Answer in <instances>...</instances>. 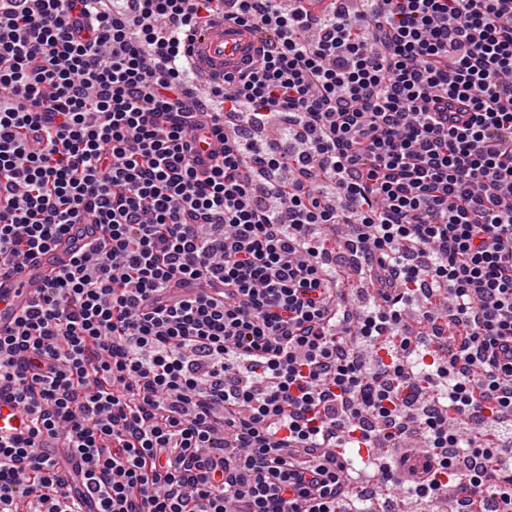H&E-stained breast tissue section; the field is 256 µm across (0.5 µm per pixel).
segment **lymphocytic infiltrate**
I'll return each mask as SVG.
<instances>
[{
  "instance_id": "f902f5d3",
  "label": "lymphocytic infiltrate",
  "mask_w": 512,
  "mask_h": 512,
  "mask_svg": "<svg viewBox=\"0 0 512 512\" xmlns=\"http://www.w3.org/2000/svg\"><path fill=\"white\" fill-rule=\"evenodd\" d=\"M228 7L275 41L213 112L172 60ZM78 224L96 237L0 331L30 416L0 437V512H336L323 444L371 436L328 396L391 429L415 379L437 404L412 491L489 484L512 512V0H0V276ZM323 224L354 225L383 299L341 335ZM425 280L460 351L366 370Z\"/></svg>"
}]
</instances>
